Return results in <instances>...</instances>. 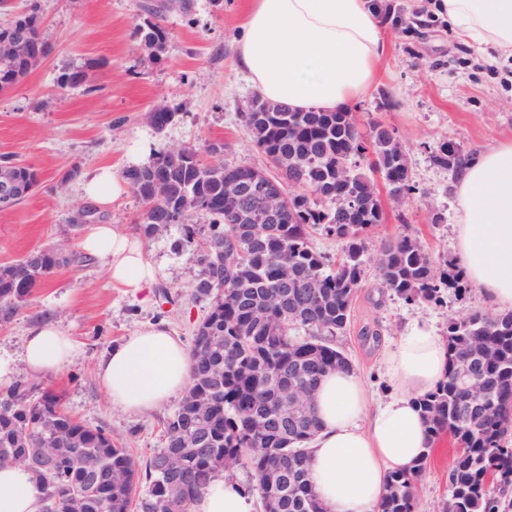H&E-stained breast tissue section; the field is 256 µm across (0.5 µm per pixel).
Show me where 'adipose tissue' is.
<instances>
[{
    "mask_svg": "<svg viewBox=\"0 0 512 512\" xmlns=\"http://www.w3.org/2000/svg\"><path fill=\"white\" fill-rule=\"evenodd\" d=\"M433 12L476 52H512V0H436ZM386 51L369 0H246L235 59L265 100L333 112L370 93ZM127 190L108 166L83 185L85 197L99 204ZM456 197V260L489 305L512 310V139L469 160ZM79 246L104 263L113 287L132 296L153 288L157 273L140 235L90 224ZM78 354L74 336L46 320L26 336L20 363L37 377L63 371ZM383 369L391 388L386 401L374 402L353 369L327 373L313 393L319 429L309 468L327 512H378L388 474L411 469L434 445L416 400L445 378L446 340L427 322H411L384 352ZM192 371L188 349L162 321L139 327L95 364L113 406L130 413L156 410L185 393ZM0 512H42L37 482L24 465L0 466ZM189 512H252V501L242 485L219 474Z\"/></svg>",
    "mask_w": 512,
    "mask_h": 512,
    "instance_id": "ef3b65f1",
    "label": "adipose tissue"
}]
</instances>
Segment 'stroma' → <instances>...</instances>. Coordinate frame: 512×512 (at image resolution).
I'll use <instances>...</instances> for the list:
<instances>
[{
	"label": "stroma",
	"instance_id": "stroma-1",
	"mask_svg": "<svg viewBox=\"0 0 512 512\" xmlns=\"http://www.w3.org/2000/svg\"><path fill=\"white\" fill-rule=\"evenodd\" d=\"M43 35L51 46L45 60L13 87L0 92V155L35 169L40 184L21 203L0 210V264L22 259L34 249L66 244L77 250L85 224H113L133 232L143 204L126 193L108 206L87 200L81 184L94 168H128L130 146L143 144L147 157L193 146L219 145L229 166L270 171L242 125L254 90L234 66V43L242 23V0H40ZM402 8V29L386 27L390 51L378 84L350 106L361 131L372 122L393 130L408 160L416 194L401 203L384 199V220L366 241L365 273L354 293L349 320L334 342L372 386L375 399L387 385L381 359L407 323L419 319L446 334L450 319L486 305L478 289L443 303L409 304L384 288L375 259L383 239L416 237L434 261L455 257L457 222L454 184L459 171L434 163L431 153L445 140L474 156L512 138V57L486 64L475 50L435 22L416 26L430 0H389ZM163 19L169 32L161 59L141 47L137 28L147 18ZM66 70H82L85 84L60 88ZM158 106L174 112L165 130L147 114ZM196 229L184 243L181 225L150 239L157 268L149 303L112 288L102 262L61 267L16 310L0 320V356L18 358L23 341L42 320L53 319L81 344V352L61 374L32 380L38 389L62 397L76 419L103 427L125 445L138 464L165 446L163 423L178 407L171 400L148 414L112 407L95 375L96 360L141 325L165 321L184 343L210 308L196 285L204 276L199 249L208 214L192 213ZM456 444L441 436L416 488L417 512H440L448 497V470Z\"/></svg>",
	"mask_w": 512,
	"mask_h": 512
}]
</instances>
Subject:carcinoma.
I'll return each mask as SVG.
<instances>
[{"label":"carcinoma","mask_w":512,"mask_h":512,"mask_svg":"<svg viewBox=\"0 0 512 512\" xmlns=\"http://www.w3.org/2000/svg\"><path fill=\"white\" fill-rule=\"evenodd\" d=\"M141 44L154 57L164 51L168 32L160 20L138 27ZM43 58H20L13 73L22 79ZM258 104L242 113L246 132L264 155L275 153L307 157L301 191L289 200L277 224H243L232 203L224 200V168L200 160L199 150L186 148L184 157L171 160L159 154L148 163L126 170L130 189L145 205L140 232L158 234L155 213L185 205L184 216L203 211L211 217L201 246L204 277L196 291L212 297L209 313L197 325L191 348L192 382L175 412L164 423L166 446L139 469L127 449L112 434L88 426L62 407L60 396L44 390L23 394L16 383L8 397L25 403L10 416L0 415V465L16 463L47 440L56 455L47 472L33 468L42 508L57 502L55 512H70L69 495L81 496L80 512H130L139 480L146 494L140 512H189L191 502L210 479L224 468V457L242 462L256 478L261 498L275 491L273 467L286 464L297 471L296 485L283 489L279 512H326L313 489L308 444L318 428L315 410L308 411L300 429L279 438L261 433L249 413L254 405L266 412L276 408L268 386L271 375L299 364L304 385L315 388L322 376L349 369L351 362L336 348L333 337L347 324L355 290L364 276V233L382 223V197L371 174L388 179L390 199L409 198L415 186L406 154L390 130L371 126L365 143L374 160L350 151L362 134L350 111H296L257 97ZM443 167H459L465 156L445 140L432 153ZM165 179L160 189L151 177ZM350 197L355 205L347 206ZM320 230L343 241L341 258L332 263L310 243ZM224 242V256L208 253L211 242ZM296 268L319 278V288L307 314L291 320L278 304L277 278L284 268ZM379 276L388 290L407 303H437L443 292L458 296L470 292L463 271L439 266L419 240L401 235L381 244ZM35 282L26 261L0 266V317L8 318ZM448 372L435 390L417 399L427 433L432 439L448 434L457 444L448 471V503L443 512H506L512 501L503 496L512 489V312L474 311L448 321ZM469 350L480 361L487 385L476 401L479 426L469 421L454 374L457 351ZM175 458L183 478L173 488L162 485L158 464ZM426 460L409 473L392 472L378 512H415V489Z\"/></svg>","instance_id":"carcinoma-1"}]
</instances>
